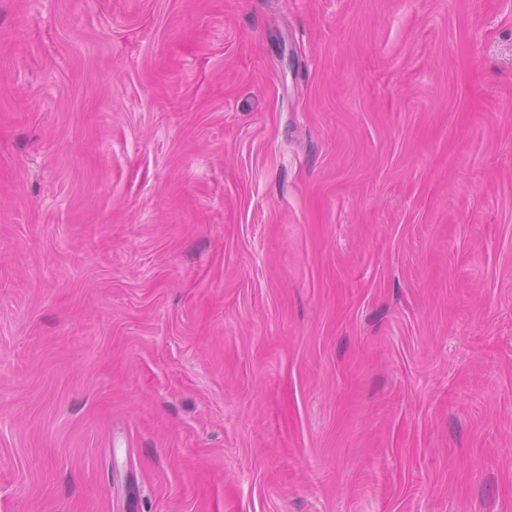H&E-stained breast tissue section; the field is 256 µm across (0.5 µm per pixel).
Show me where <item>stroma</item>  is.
I'll list each match as a JSON object with an SVG mask.
<instances>
[{
  "label": "stroma",
  "instance_id": "obj_1",
  "mask_svg": "<svg viewBox=\"0 0 512 512\" xmlns=\"http://www.w3.org/2000/svg\"><path fill=\"white\" fill-rule=\"evenodd\" d=\"M0 512H512V0H0Z\"/></svg>",
  "mask_w": 512,
  "mask_h": 512
}]
</instances>
